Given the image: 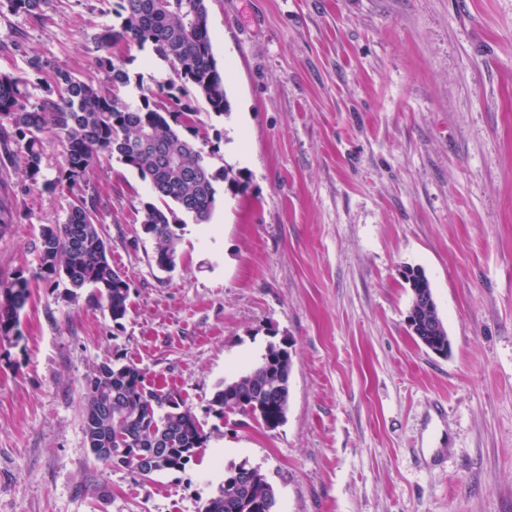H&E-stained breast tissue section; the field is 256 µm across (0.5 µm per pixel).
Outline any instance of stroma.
Listing matches in <instances>:
<instances>
[{
  "label": "stroma",
  "instance_id": "obj_1",
  "mask_svg": "<svg viewBox=\"0 0 512 512\" xmlns=\"http://www.w3.org/2000/svg\"><path fill=\"white\" fill-rule=\"evenodd\" d=\"M231 113L213 167L244 184L187 223L173 271L141 227L153 194L112 157L89 174L112 264L130 283L115 324L90 291L38 283L19 342L0 341V512H200L225 469L260 468L277 512H512V0H207ZM101 0H53L0 52L88 75ZM0 165V278L32 276L59 187L22 191ZM429 280L451 351L407 328L403 271ZM292 356L270 430L218 416L220 385L272 343ZM132 363L178 392L207 440L143 480L95 460L85 378Z\"/></svg>",
  "mask_w": 512,
  "mask_h": 512
}]
</instances>
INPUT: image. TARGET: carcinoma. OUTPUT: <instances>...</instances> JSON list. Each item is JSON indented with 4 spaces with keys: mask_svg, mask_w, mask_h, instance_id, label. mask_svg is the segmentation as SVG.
<instances>
[{
    "mask_svg": "<svg viewBox=\"0 0 512 512\" xmlns=\"http://www.w3.org/2000/svg\"><path fill=\"white\" fill-rule=\"evenodd\" d=\"M116 22L92 37L94 69L103 77H79L68 68L50 65L38 55L24 60L19 73H0V161L24 160L23 181L46 189L65 186L74 194L62 224L42 226L34 251L36 278L64 277L71 295L93 290L114 322L127 313L130 284L112 267L102 223L100 198L90 189V169L103 156L117 159L149 182L154 202L145 205L142 230L155 241L156 266L176 264L179 231L186 220L209 222L216 207L217 185L234 188L238 181L227 165L215 169L209 158L223 133L201 130L195 103L229 115L224 72L218 68L208 29L206 0H101ZM52 0H0V18L23 16L42 20ZM125 43L145 52L170 71L154 90L132 80L125 62L112 51ZM65 145L58 175L43 178L45 144ZM411 334L430 344H448V329L436 310L421 299L432 297L425 274L410 268ZM31 295V280L19 272L0 280V337H21L20 315ZM291 354L271 343L261 360L222 384L213 403L219 414L235 413L239 402L254 406L255 419L266 428L279 427L286 414ZM83 430L95 459L115 465L113 449L123 438L128 454L162 446L165 456L156 472L180 470L206 441L202 425L171 393L146 389L144 375L133 363H103L85 381ZM238 468L224 473L216 493L201 512H276V494L265 479L244 483Z\"/></svg>",
    "mask_w": 512,
    "mask_h": 512,
    "instance_id": "1",
    "label": "carcinoma"
}]
</instances>
